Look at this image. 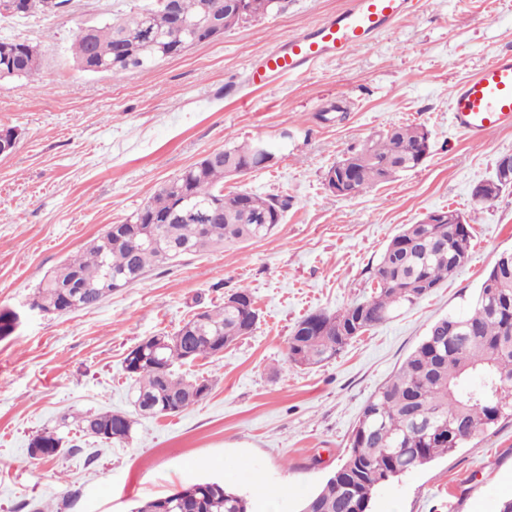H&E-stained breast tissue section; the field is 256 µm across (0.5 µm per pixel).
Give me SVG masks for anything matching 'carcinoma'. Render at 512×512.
<instances>
[{
  "label": "carcinoma",
  "instance_id": "obj_1",
  "mask_svg": "<svg viewBox=\"0 0 512 512\" xmlns=\"http://www.w3.org/2000/svg\"><path fill=\"white\" fill-rule=\"evenodd\" d=\"M175 11L152 7L103 23L78 28L72 44L76 66L87 73L118 75L142 71L181 56L187 39L174 36L179 19L205 15L224 18L230 30L284 10L288 0H253L250 15L225 10V0H173ZM71 0H23L17 18L56 15ZM40 69L36 46L0 39V80L29 77ZM424 127L394 126L365 142L329 168L338 177L353 176L358 193L421 165ZM241 174L262 167L255 142L217 150L165 182L120 231L108 228L81 253L66 259L47 275L31 296L35 304L64 314L92 308L112 291L104 288L106 270L129 286L155 267L227 245L270 235L288 209V198L253 192L224 193L231 176L229 163ZM216 212L209 228L188 214L187 203ZM163 230L153 248L131 245L141 228ZM471 226L411 224L395 235L373 278L377 291L369 300L336 313L319 312L300 320L287 339V361L317 365L335 358L353 339L386 321L399 306L428 295L469 257ZM240 305H219L193 314L165 344L124 370L138 383L134 407L140 416H175L209 392V385L178 375L175 365L198 358H220L224 348L252 332L258 320L254 299L245 286L234 291ZM17 324L8 309H0V340L14 335ZM469 379L478 389L466 386ZM512 416V262H495L484 277L470 309L435 320L425 335L364 407L353 430L345 460L325 485L302 501L301 512H369L376 490L405 473L450 455L465 443ZM75 425L82 435L102 443L123 442L132 435L134 419L123 412H94L63 417L58 428L32 439L42 461L65 451L62 429ZM137 512H249L237 490L210 482L195 484L149 500Z\"/></svg>",
  "mask_w": 512,
  "mask_h": 512
}]
</instances>
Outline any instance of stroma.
<instances>
[{
    "mask_svg": "<svg viewBox=\"0 0 512 512\" xmlns=\"http://www.w3.org/2000/svg\"><path fill=\"white\" fill-rule=\"evenodd\" d=\"M146 0H72L67 13L0 20V38L38 46L35 76L0 80V129L18 132L0 156V309L29 300L42 279L160 186L209 152L263 138L269 166L226 180L225 191L285 195L266 238L151 270L96 307L36 315L0 341V512L67 500L63 512H135L144 501L217 480L251 512H299L344 459L369 398L436 319L474 301L497 257L512 252V188L479 204L474 186L512 155V129L473 142L453 127L455 85L512 52V0H416L374 44L318 61L266 87L253 64L313 28L347 0H288L286 9L228 30L144 72L77 69L79 26L128 14ZM425 126L430 153L416 169L344 198L328 168L396 125ZM472 218L467 264L432 294L354 340L320 366L287 362L303 317L369 299L391 238L428 214ZM251 289L260 318L220 358L179 366L209 393L175 416L141 417L130 439L33 463L28 446L62 416L133 413L126 354L174 333L191 313ZM512 498V419L454 454L383 486L371 512H498Z\"/></svg>",
    "mask_w": 512,
    "mask_h": 512,
    "instance_id": "1",
    "label": "stroma"
}]
</instances>
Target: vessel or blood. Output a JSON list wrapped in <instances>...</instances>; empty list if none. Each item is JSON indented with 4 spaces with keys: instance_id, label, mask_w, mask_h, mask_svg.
I'll list each match as a JSON object with an SVG mask.
<instances>
[{
    "instance_id": "b4317fda",
    "label": "vessel or blood",
    "mask_w": 512,
    "mask_h": 512,
    "mask_svg": "<svg viewBox=\"0 0 512 512\" xmlns=\"http://www.w3.org/2000/svg\"><path fill=\"white\" fill-rule=\"evenodd\" d=\"M411 0H349L347 6L310 31L289 38L287 52L269 53L251 81L263 87L272 76L307 71L328 57L373 44L410 11ZM450 111L455 127L472 139L512 128V56H496L455 88Z\"/></svg>"
}]
</instances>
